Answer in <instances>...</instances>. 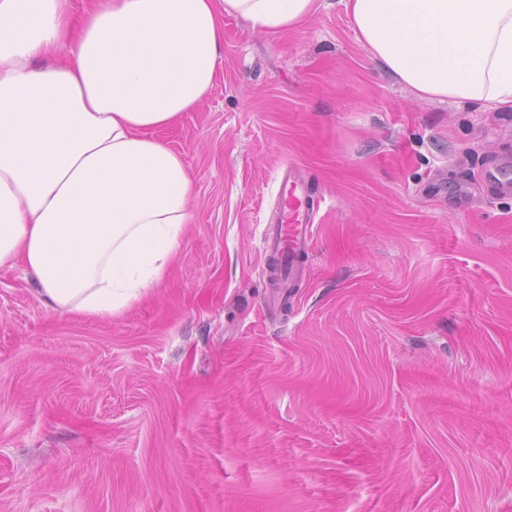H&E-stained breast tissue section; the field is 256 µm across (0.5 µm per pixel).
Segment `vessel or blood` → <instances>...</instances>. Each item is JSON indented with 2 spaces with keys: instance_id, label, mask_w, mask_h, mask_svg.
Here are the masks:
<instances>
[{
  "instance_id": "vessel-or-blood-1",
  "label": "vessel or blood",
  "mask_w": 512,
  "mask_h": 512,
  "mask_svg": "<svg viewBox=\"0 0 512 512\" xmlns=\"http://www.w3.org/2000/svg\"><path fill=\"white\" fill-rule=\"evenodd\" d=\"M280 199L281 222L267 230L264 243L267 251L293 264L305 252L313 236V199L297 168L285 167Z\"/></svg>"
}]
</instances>
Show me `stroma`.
<instances>
[{
	"mask_svg": "<svg viewBox=\"0 0 512 512\" xmlns=\"http://www.w3.org/2000/svg\"><path fill=\"white\" fill-rule=\"evenodd\" d=\"M298 32L224 21L164 279L62 316L0 268V512H512V110L423 99L341 0ZM317 213L287 305L283 164Z\"/></svg>",
	"mask_w": 512,
	"mask_h": 512,
	"instance_id": "stroma-1",
	"label": "stroma"
}]
</instances>
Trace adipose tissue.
I'll return each instance as SVG.
<instances>
[{
    "label": "adipose tissue",
    "instance_id": "adipose-tissue-1",
    "mask_svg": "<svg viewBox=\"0 0 512 512\" xmlns=\"http://www.w3.org/2000/svg\"><path fill=\"white\" fill-rule=\"evenodd\" d=\"M372 58L419 96L512 107V0H344ZM323 0H0V267L52 310L121 316L192 219L184 156L155 138L203 102L224 20L300 30ZM74 47L67 59L57 52Z\"/></svg>",
    "mask_w": 512,
    "mask_h": 512
}]
</instances>
